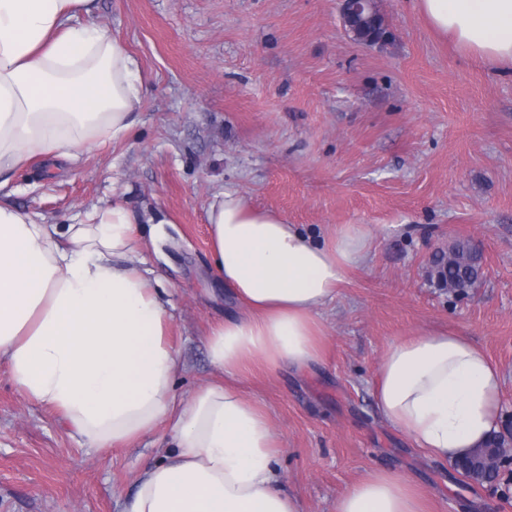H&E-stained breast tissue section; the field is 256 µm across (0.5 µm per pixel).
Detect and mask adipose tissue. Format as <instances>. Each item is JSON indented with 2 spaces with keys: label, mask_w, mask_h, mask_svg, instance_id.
Returning <instances> with one entry per match:
<instances>
[{
  "label": "adipose tissue",
  "mask_w": 512,
  "mask_h": 512,
  "mask_svg": "<svg viewBox=\"0 0 512 512\" xmlns=\"http://www.w3.org/2000/svg\"><path fill=\"white\" fill-rule=\"evenodd\" d=\"M90 0H0V361L29 401L97 448L168 425L175 448L142 474L124 512H301L279 480L274 428L237 379L253 364L323 359L321 306L365 262L359 224L328 242L238 191L207 211L214 266L238 310L207 334L220 380L176 401L172 302L141 257L138 215L96 206L46 222L10 200V176L36 158L76 162L129 137L142 103L137 59L103 27L77 23ZM464 51L512 72V0H419ZM373 396L416 447L452 461L494 428L502 376L468 337L425 332L390 344ZM335 512H425L410 484L377 470Z\"/></svg>",
  "instance_id": "1"
}]
</instances>
